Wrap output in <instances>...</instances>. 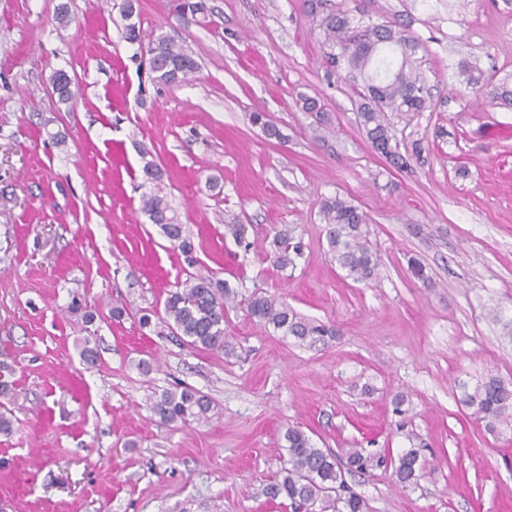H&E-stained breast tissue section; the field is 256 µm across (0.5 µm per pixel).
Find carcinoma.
I'll return each instance as SVG.
<instances>
[{
  "mask_svg": "<svg viewBox=\"0 0 512 512\" xmlns=\"http://www.w3.org/2000/svg\"><path fill=\"white\" fill-rule=\"evenodd\" d=\"M308 13L316 18L323 42L330 49L325 54L331 73L344 67L348 74L367 75L371 82L358 93L356 112L358 123L374 151L394 167H407V155L393 135L395 122L410 124L426 111L432 95L427 80L413 59L416 43L407 30L392 22L354 21L329 0H305ZM174 11L185 17L205 14V0H174ZM120 14L125 21L122 38L149 57V71L159 84L182 81L198 70V62L189 46L167 36L142 44L140 27L132 21L139 14L138 0H123ZM58 88V99L67 102L75 97L72 79L59 70L51 78ZM252 123L261 127L270 138L280 137L279 130L264 112H255ZM143 173L153 184L143 195L142 209L152 223L160 226L165 237L193 261V245L186 235L177 210L164 192L162 171L152 161L145 163ZM320 215L325 224L326 242L332 260L346 276L356 282L377 279L380 256L371 246L369 218L353 201L339 196L324 199ZM274 263L284 267L300 255L299 246L289 247L288 231L279 232L275 241ZM237 292L231 285L212 275L200 274L185 286L168 294L164 302L163 325L176 340L193 348L230 350L224 331L228 303ZM247 312L285 336L304 345H314L336 330L300 316L288 303L263 293H253L247 299ZM462 403L473 409L472 415L486 422L489 430L512 418V382L491 376L468 392ZM151 412L163 424H189L208 418L209 399L187 387L164 391L150 406ZM288 459L281 471L260 488V495L270 502H289L294 512H370L368 501L348 486L345 472H364L381 460L352 448L346 460L316 447L310 437L298 428L285 434ZM423 465L413 450L399 458L396 476L403 487L414 484L421 476Z\"/></svg>",
  "mask_w": 512,
  "mask_h": 512,
  "instance_id": "cac0c4a2",
  "label": "carcinoma"
}]
</instances>
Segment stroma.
I'll use <instances>...</instances> for the list:
<instances>
[{"label": "stroma", "instance_id": "obj_1", "mask_svg": "<svg viewBox=\"0 0 512 512\" xmlns=\"http://www.w3.org/2000/svg\"><path fill=\"white\" fill-rule=\"evenodd\" d=\"M334 2L419 43L433 106L394 129L424 141L407 169L366 140L356 85L327 75L303 0H206L193 19L140 0L143 41L171 36L200 65L171 85L152 83L122 39V0H0V363L12 369L0 413L13 423L0 432V512H291L258 494L291 427L340 457H383L347 477L372 512H512V423L489 432L461 402L487 377L512 381V108L496 92L512 78V0ZM462 62L486 83L461 86ZM61 69L77 92L67 103L50 93ZM145 149L195 264L142 209ZM335 195L371 219L376 281H353L327 252L319 210ZM238 222L243 245L225 231ZM284 229L301 254L282 269ZM412 256L428 281L409 274ZM207 272L238 291L231 357L160 332L168 291ZM256 291L336 338L309 347L273 331L247 314ZM175 386L209 397L208 420L157 422L149 400ZM410 449L424 469L404 488L395 469Z\"/></svg>", "mask_w": 512, "mask_h": 512}]
</instances>
